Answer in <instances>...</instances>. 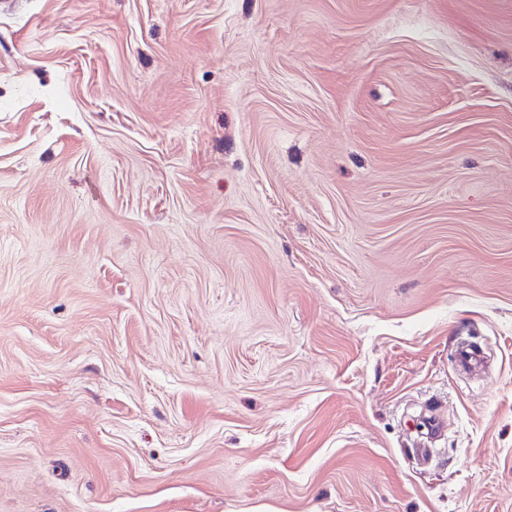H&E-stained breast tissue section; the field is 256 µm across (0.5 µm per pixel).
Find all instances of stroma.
Masks as SVG:
<instances>
[{"mask_svg": "<svg viewBox=\"0 0 512 512\" xmlns=\"http://www.w3.org/2000/svg\"><path fill=\"white\" fill-rule=\"evenodd\" d=\"M0 512H512V0H0Z\"/></svg>", "mask_w": 512, "mask_h": 512, "instance_id": "35a3bbf8", "label": "stroma"}]
</instances>
